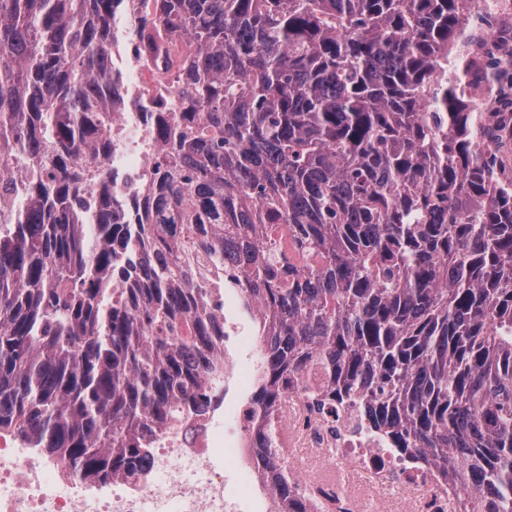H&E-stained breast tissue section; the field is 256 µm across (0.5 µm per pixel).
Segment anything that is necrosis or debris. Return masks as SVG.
I'll list each match as a JSON object with an SVG mask.
<instances>
[{"instance_id": "4bbe7bcc", "label": "necrosis or debris", "mask_w": 512, "mask_h": 512, "mask_svg": "<svg viewBox=\"0 0 512 512\" xmlns=\"http://www.w3.org/2000/svg\"><path fill=\"white\" fill-rule=\"evenodd\" d=\"M139 5L120 0L112 18L121 104L112 113V153L99 166L111 172L121 203L150 185L161 158L149 120L152 99L180 97L165 61L145 67L135 50L130 25ZM201 293L224 332L215 349L224 377L198 411L177 412L150 435L143 473L88 483L58 458L0 432V512H284L252 460L260 311L244 307L241 282L226 272L211 275ZM323 385L319 369L304 372L265 424L293 449L280 464L299 486L306 512H369V502L370 512H466L470 494L436 467L410 462L369 422L363 397L311 409L308 395Z\"/></svg>"}]
</instances>
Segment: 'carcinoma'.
<instances>
[{
	"label": "carcinoma",
	"mask_w": 512,
	"mask_h": 512,
	"mask_svg": "<svg viewBox=\"0 0 512 512\" xmlns=\"http://www.w3.org/2000/svg\"><path fill=\"white\" fill-rule=\"evenodd\" d=\"M112 2L0 0V431L80 479L135 476L146 434L206 400L223 335L190 255L265 316L256 409L317 366L396 447L512 512V176L452 59L471 0H149L131 36H183L168 173L144 224L112 152Z\"/></svg>",
	"instance_id": "1"
}]
</instances>
